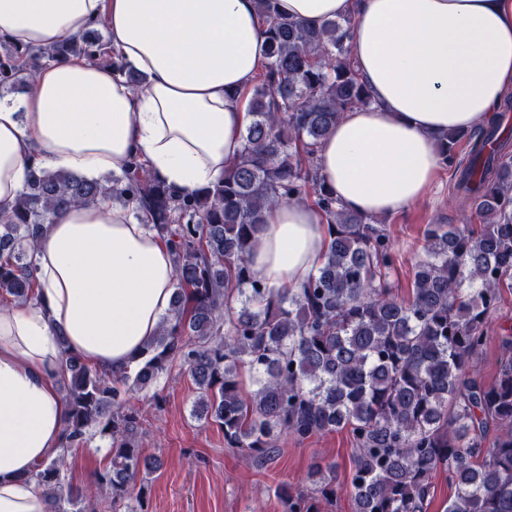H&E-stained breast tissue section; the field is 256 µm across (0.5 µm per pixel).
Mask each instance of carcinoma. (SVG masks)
Here are the masks:
<instances>
[{
  "instance_id": "carcinoma-1",
  "label": "carcinoma",
  "mask_w": 512,
  "mask_h": 512,
  "mask_svg": "<svg viewBox=\"0 0 512 512\" xmlns=\"http://www.w3.org/2000/svg\"><path fill=\"white\" fill-rule=\"evenodd\" d=\"M256 2L268 61L221 181L177 195L138 157L99 180L38 170L0 213V300H38L33 255L44 226L105 194L137 205L179 270L173 317L136 366L117 376L62 350L65 444L28 479L51 497L52 512H97L98 497L104 512H147L142 481L159 461L139 448L145 416L131 394L157 387L178 364L202 414L248 464L274 460L282 439L350 429L355 512H427L439 470L455 488L445 512H512V332L500 336L492 383L476 365L491 314L512 292V142L495 122L439 137L440 164L454 167L452 197L474 209L481 229L428 225L411 295L399 298L387 230L346 209L316 164L343 114L372 103L350 55L353 21L310 28L278 14L274 0ZM103 46L97 31L54 49L0 42V88L62 54L114 61ZM292 201L320 212L328 247L302 288L275 290L253 277L250 257L265 212ZM98 437L109 452L95 487L70 486L68 453ZM308 478L310 491L281 493L285 512H324L336 498L333 466L317 463Z\"/></svg>"
}]
</instances>
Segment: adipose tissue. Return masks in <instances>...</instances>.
Listing matches in <instances>:
<instances>
[{"instance_id":"adipose-tissue-1","label":"adipose tissue","mask_w":512,"mask_h":512,"mask_svg":"<svg viewBox=\"0 0 512 512\" xmlns=\"http://www.w3.org/2000/svg\"><path fill=\"white\" fill-rule=\"evenodd\" d=\"M306 26L353 16L352 57L374 102L345 112L317 153L346 208L380 217L436 180L437 138L469 130L512 91V0H276ZM105 22L116 65L65 55L19 102L0 99V210L30 170L86 177L133 155L181 195L218 182L242 148L247 96L267 60L255 0H0V40L52 48ZM143 74L141 88L126 70ZM110 198L59 212L36 244L38 302L0 307V512H51L29 481L61 446L62 352L122 372L171 315L170 247ZM317 209L266 212L251 255L271 288L301 287L327 248Z\"/></svg>"}]
</instances>
